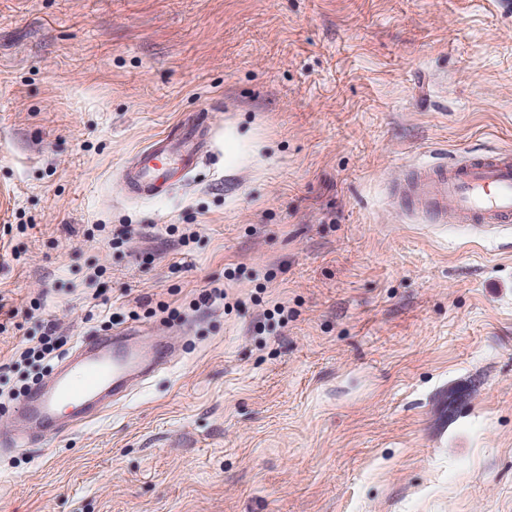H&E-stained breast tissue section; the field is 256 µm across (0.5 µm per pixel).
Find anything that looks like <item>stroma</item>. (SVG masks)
<instances>
[{"label":"stroma","instance_id":"stroma-1","mask_svg":"<svg viewBox=\"0 0 512 512\" xmlns=\"http://www.w3.org/2000/svg\"><path fill=\"white\" fill-rule=\"evenodd\" d=\"M197 112L199 169L124 198L128 158ZM492 148L502 0H0V434L53 367L19 359L46 325L64 355L135 325L181 345L0 448V512H512V229L392 203ZM217 284L233 308L200 305Z\"/></svg>","mask_w":512,"mask_h":512}]
</instances>
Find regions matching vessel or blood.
I'll use <instances>...</instances> for the list:
<instances>
[{"label":"vessel or blood","instance_id":"vessel-or-blood-1","mask_svg":"<svg viewBox=\"0 0 512 512\" xmlns=\"http://www.w3.org/2000/svg\"><path fill=\"white\" fill-rule=\"evenodd\" d=\"M213 149L206 115H189L155 137L121 173L131 199L171 194ZM400 209L423 223L512 226V153L489 150L414 168L395 190ZM175 343L137 332L86 338L54 375L27 396L14 433L0 445L23 447L111 409L171 362Z\"/></svg>","mask_w":512,"mask_h":512}]
</instances>
